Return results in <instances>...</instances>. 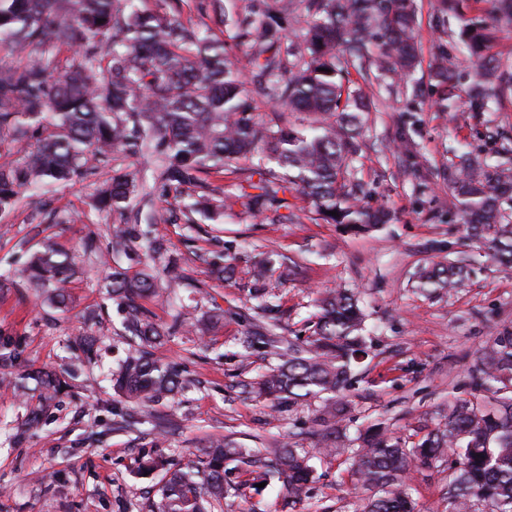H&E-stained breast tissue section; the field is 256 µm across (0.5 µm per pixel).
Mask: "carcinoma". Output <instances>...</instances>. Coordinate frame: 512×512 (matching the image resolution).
I'll use <instances>...</instances> for the list:
<instances>
[{"instance_id":"obj_1","label":"carcinoma","mask_w":512,"mask_h":512,"mask_svg":"<svg viewBox=\"0 0 512 512\" xmlns=\"http://www.w3.org/2000/svg\"><path fill=\"white\" fill-rule=\"evenodd\" d=\"M143 10L136 0H0V48L15 61L0 66V213L20 195L44 184L81 181L122 155L157 157L151 179L128 168L95 187L93 206L125 214L132 202L202 190L188 213L224 206V191L204 183L211 166L243 178L259 176L245 207L262 215L285 206L279 194L311 200L321 219L353 228L385 222L381 210L359 204L363 185L350 178L356 154L352 130L368 111L363 86L376 80L390 92L415 65L414 0H299L306 27L286 33L293 0H266L256 16L234 22L233 38L248 51V75L234 68L224 39L209 28L180 20L181 0H156ZM476 58L470 106L486 108L490 90L512 87V72L500 68L494 36L470 24ZM355 70L363 82L350 80ZM252 84L273 104L259 113L248 95ZM294 112L312 117L297 127ZM459 214L467 235L504 269L512 270V222L500 201L512 198V174L460 160L453 174ZM337 215L332 216L330 212ZM134 230H112V249L128 252ZM75 258L51 244L32 252L22 276L27 287L57 306L69 300ZM464 267L450 264L421 276L422 288L457 287ZM112 297L126 312L130 352L113 377V389L137 403L143 418L152 405L182 389V380L153 345L175 331L144 315L138 300L160 298L156 277L142 270L112 269ZM320 316L309 348L268 338L276 363L248 383L258 397L281 401L340 393L352 365L365 354L363 312L347 292L318 301ZM484 390L495 397L486 409L458 401L437 428L416 441L369 428L348 449L358 479L374 494L359 512H416L403 479L413 463L427 465L447 453L456 457L448 482V512H512V336L499 337L478 367ZM38 390L24 425L36 428L47 402L61 389L48 369L28 373ZM252 468L253 481L279 483L280 512H295L313 481L311 457L301 448H242L228 438L210 439L197 460L180 466L161 456L138 458L137 470L165 472L157 512H210L240 486L226 480L228 464Z\"/></svg>"}]
</instances>
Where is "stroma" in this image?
<instances>
[{"mask_svg":"<svg viewBox=\"0 0 512 512\" xmlns=\"http://www.w3.org/2000/svg\"><path fill=\"white\" fill-rule=\"evenodd\" d=\"M419 63L399 95L380 94L377 111L365 113L356 138L353 174L364 187L365 206L381 207L388 223L367 232L318 219L301 196H287L291 221L274 212L247 211L236 175L210 171L205 179L223 188V209L194 214L185 222L181 199L156 200L151 235L162 240L164 258L145 248L133 255L110 248L119 215L91 206V181L27 192L18 207L0 214V372L44 367L64 373L66 388L43 412L40 425L23 428L25 397L0 389V512H155L162 473H136L149 453L187 463L213 436L245 448L290 445L313 456L315 481L296 512H357L369 492L350 471L345 453L319 452L327 427L325 400L276 404L252 398L245 385L270 366L267 334L301 343L313 330L321 295L353 290L365 314L367 353L353 364L340 394L345 412L337 429L347 438L374 423L388 432L422 435L433 429L451 402L484 397L474 372L478 357L497 336L512 333V273L504 272L467 238L449 180L459 154L512 169V90L499 106L469 107L473 63L461 34L471 22L496 37L502 68L512 70V28H504L488 0H459V12L443 16L438 0H415ZM448 58L446 109L433 77L437 55ZM93 241L94 252L83 249ZM72 254L83 274L70 288L67 309L48 304L21 278L29 254L43 243ZM234 245V274L217 278L213 258ZM272 294L269 311L250 294V266L265 256ZM181 282L166 302L139 304L148 319L174 325L212 315L223 320L207 335L176 327L156 351L186 381L175 398L156 403L163 427L139 419L136 404L112 390L128 350L124 312L105 286L113 266L136 273L150 269L166 284L167 261ZM455 261L467 273L453 293L421 290L422 270ZM75 336H94L91 352L73 349ZM251 348H243L244 339ZM418 512H445L448 463L414 467L409 474ZM277 484L247 489L214 503L212 512H278Z\"/></svg>","mask_w":512,"mask_h":512,"instance_id":"stroma-1","label":"stroma"}]
</instances>
